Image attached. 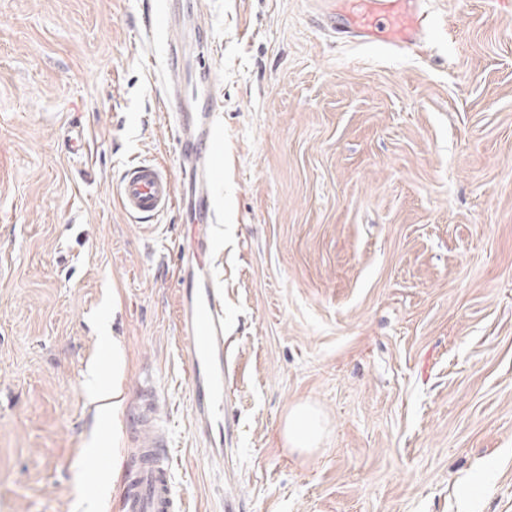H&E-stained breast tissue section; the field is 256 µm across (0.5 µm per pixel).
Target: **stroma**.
I'll list each match as a JSON object with an SVG mask.
<instances>
[{"mask_svg": "<svg viewBox=\"0 0 512 512\" xmlns=\"http://www.w3.org/2000/svg\"><path fill=\"white\" fill-rule=\"evenodd\" d=\"M324 0H0V512H120L100 456L153 380L181 512H512V9L427 0L413 52L322 28ZM151 42L141 43L145 25ZM180 70L160 72L168 44ZM217 103L211 272L232 441L196 430L176 250L126 164L178 175L169 84ZM324 420L289 448L292 409ZM126 365L125 352L117 339L112 336V392L97 391L95 399L103 402L105 408H112V437L119 439L121 435L122 418L124 415V391L119 382H114L123 375Z\"/></svg>", "mask_w": 512, "mask_h": 512, "instance_id": "1", "label": "stroma"}]
</instances>
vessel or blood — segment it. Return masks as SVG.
I'll return each instance as SVG.
<instances>
[{
  "instance_id": "1",
  "label": "vessel or blood",
  "mask_w": 512,
  "mask_h": 512,
  "mask_svg": "<svg viewBox=\"0 0 512 512\" xmlns=\"http://www.w3.org/2000/svg\"><path fill=\"white\" fill-rule=\"evenodd\" d=\"M423 0H334L327 26L342 38L363 44H384L409 51L421 38ZM173 140L181 179L161 166L133 162L114 189L123 211L133 220L159 217L173 206L210 214L214 172L206 160L215 134V115L184 111L178 86L168 91ZM194 249H177L180 333L186 343L193 415L202 434L224 424V393L230 377L224 367V297L208 275L210 224L193 227ZM177 496L170 477L167 442L156 439L143 449L129 471L121 512H175Z\"/></svg>"
}]
</instances>
